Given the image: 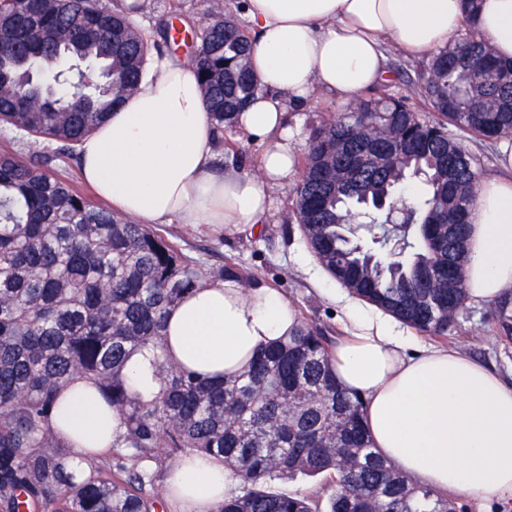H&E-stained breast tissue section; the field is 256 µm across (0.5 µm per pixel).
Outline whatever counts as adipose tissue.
I'll return each instance as SVG.
<instances>
[{"mask_svg": "<svg viewBox=\"0 0 512 512\" xmlns=\"http://www.w3.org/2000/svg\"><path fill=\"white\" fill-rule=\"evenodd\" d=\"M261 87L235 131L261 147L255 168L215 169L214 129L191 65L150 58L133 96L79 147L84 180L121 213L148 224H220L259 234L273 192L295 171L288 115L324 96L348 109L386 82L387 43L420 58L447 47L466 19L502 60H512V0H246ZM499 175L484 177L469 215L465 268L470 303L512 291V148ZM343 336L331 350L336 379L358 395L372 448L440 495L512 502V382L454 348H415L389 315L334 295ZM300 322L267 285L244 291L232 279L195 289L167 318L173 357L204 378L241 370L251 354ZM68 463L108 450L112 411L89 383L74 382L55 412ZM234 482L212 458L189 454L170 470L178 512H215Z\"/></svg>", "mask_w": 512, "mask_h": 512, "instance_id": "adipose-tissue-1", "label": "adipose tissue"}]
</instances>
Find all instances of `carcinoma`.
<instances>
[{
	"label": "carcinoma",
	"instance_id": "cac0c4a2",
	"mask_svg": "<svg viewBox=\"0 0 512 512\" xmlns=\"http://www.w3.org/2000/svg\"><path fill=\"white\" fill-rule=\"evenodd\" d=\"M174 9L172 0L150 43L136 0H0V125L76 151L135 93L148 56L168 51ZM195 27L190 65L222 147L224 129L261 91L253 39L229 6L205 8ZM57 56L53 85L21 79ZM415 95L384 89L311 130L293 218L337 283L446 337L467 301V215L484 175L460 135L512 136V61L468 27L427 62ZM48 163L0 153V512H156L164 493L136 463L157 448L211 456L240 478L243 491L215 512H448V499L373 451L360 398L333 372L328 329L303 321L216 380L170 360L166 320L186 295L226 279L249 290L263 278L234 262L205 267L149 225L90 202ZM412 180L416 224L402 232L403 255L384 256L393 229L364 243L352 222L382 221L377 204ZM511 306L512 294L497 301L507 340ZM142 350L159 384L150 399L128 369ZM77 380L118 421L111 452L80 471L67 467L54 424L61 392ZM297 475L332 478L325 508L274 487Z\"/></svg>",
	"mask_w": 512,
	"mask_h": 512
}]
</instances>
